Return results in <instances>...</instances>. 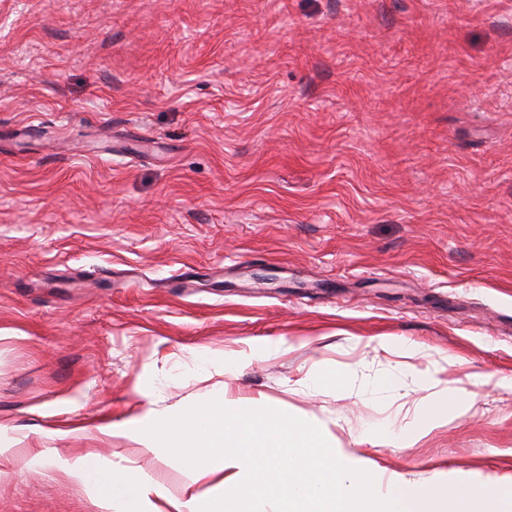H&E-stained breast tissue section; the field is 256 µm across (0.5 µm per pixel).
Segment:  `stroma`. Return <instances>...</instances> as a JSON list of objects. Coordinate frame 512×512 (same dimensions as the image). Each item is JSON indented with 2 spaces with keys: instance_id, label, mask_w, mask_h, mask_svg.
<instances>
[{
  "instance_id": "stroma-1",
  "label": "stroma",
  "mask_w": 512,
  "mask_h": 512,
  "mask_svg": "<svg viewBox=\"0 0 512 512\" xmlns=\"http://www.w3.org/2000/svg\"><path fill=\"white\" fill-rule=\"evenodd\" d=\"M217 396L512 487V0H0V512L183 498L121 428ZM450 412L460 416L464 413L463 406L445 402H431L417 416L415 423L419 434L426 435L433 429L448 423Z\"/></svg>"
}]
</instances>
